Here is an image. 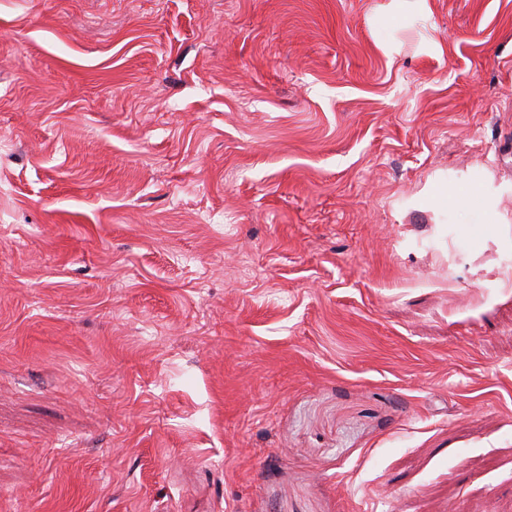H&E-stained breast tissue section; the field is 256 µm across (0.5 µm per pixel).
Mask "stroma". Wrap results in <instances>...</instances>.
Here are the masks:
<instances>
[{
    "instance_id": "35a3bbf8",
    "label": "stroma",
    "mask_w": 512,
    "mask_h": 512,
    "mask_svg": "<svg viewBox=\"0 0 512 512\" xmlns=\"http://www.w3.org/2000/svg\"><path fill=\"white\" fill-rule=\"evenodd\" d=\"M0 512H512V0H0Z\"/></svg>"
}]
</instances>
